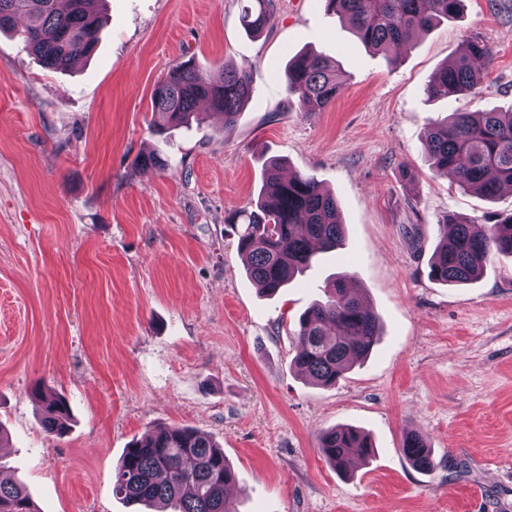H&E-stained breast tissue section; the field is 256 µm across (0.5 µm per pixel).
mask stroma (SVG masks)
<instances>
[{
  "mask_svg": "<svg viewBox=\"0 0 512 512\" xmlns=\"http://www.w3.org/2000/svg\"><path fill=\"white\" fill-rule=\"evenodd\" d=\"M96 52L63 70L0 32V468L38 512H137L113 469L148 429L213 437L237 475L235 512H512V256L477 282L428 276L448 214L512 212L434 177L426 132L452 112L512 108V0H464L405 47L368 49L319 0H274L259 35L241 0H106ZM476 35L495 53L479 95L431 99L432 74ZM337 61L336 100L300 111L285 69L298 51ZM250 66L235 127L199 106L154 133V84L180 60ZM158 153L143 173L138 155ZM314 174L345 225L341 248L261 295L225 218L254 200L266 161ZM349 274L380 340L336 387L292 360L299 314ZM68 402L48 435L36 391ZM351 426L372 457L333 469L321 431ZM433 467L414 469L407 432ZM402 449L406 457L419 470L428 471L433 466L431 449L428 448L426 436L419 432L406 434Z\"/></svg>",
  "mask_w": 512,
  "mask_h": 512,
  "instance_id": "obj_1",
  "label": "stroma"
}]
</instances>
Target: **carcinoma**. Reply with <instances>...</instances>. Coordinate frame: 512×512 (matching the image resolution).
<instances>
[{
  "label": "carcinoma",
  "instance_id": "cac0c4a2",
  "mask_svg": "<svg viewBox=\"0 0 512 512\" xmlns=\"http://www.w3.org/2000/svg\"><path fill=\"white\" fill-rule=\"evenodd\" d=\"M99 0H69L63 10L58 0H0V32L24 22L21 35L28 49L49 69H63L73 59L91 55L98 44L102 17ZM273 0H244L241 22L253 34L267 23ZM463 0H322L325 13L346 21L359 39L376 52L401 43L411 31L429 33L443 19L456 16ZM493 51L477 37L464 40L455 61L439 68L425 87L430 98L450 99L478 94L486 84L484 67ZM288 93L305 107L328 105L347 82L344 71L330 58L310 52L295 54L288 63ZM253 92L251 69L224 65L212 77L192 59L176 63L157 82L151 95L153 127L164 135L194 116L205 100L224 114V129L234 127ZM429 168L439 178L493 198L501 186L512 185V109L453 112L427 131ZM145 174L163 169L157 154L139 157ZM280 162L272 160L251 208L228 215L237 236V248L250 280L267 295L277 293L307 272L320 252L335 249L343 236L340 207L309 173L281 176ZM452 232L437 245L429 276L445 285L480 278L497 255L512 256V213L489 225L472 224L448 214ZM350 276L331 279L324 298L298 317L296 369L313 384L330 388L355 363L367 357L377 342L375 312L348 292ZM42 426L56 436L68 430L67 403L56 395L44 398ZM318 448L336 470L355 457L372 452L368 435L354 427L321 432ZM402 449L419 470L433 466L426 436L406 434ZM236 483L224 450L212 438L189 427H158L134 441L114 472L113 491L135 504L155 506V512H235L226 489ZM0 512H37L26 488L0 476Z\"/></svg>",
  "mask_w": 512,
  "mask_h": 512
}]
</instances>
